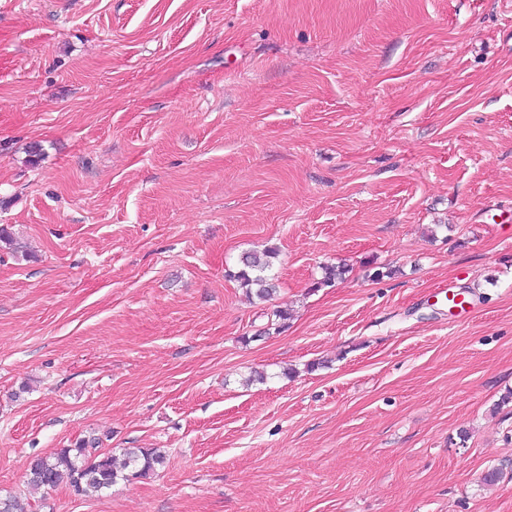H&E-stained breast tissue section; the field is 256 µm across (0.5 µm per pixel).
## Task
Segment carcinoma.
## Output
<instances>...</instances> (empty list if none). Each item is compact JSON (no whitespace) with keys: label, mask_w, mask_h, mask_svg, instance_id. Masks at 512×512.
Returning <instances> with one entry per match:
<instances>
[{"label":"carcinoma","mask_w":512,"mask_h":512,"mask_svg":"<svg viewBox=\"0 0 512 512\" xmlns=\"http://www.w3.org/2000/svg\"><path fill=\"white\" fill-rule=\"evenodd\" d=\"M276 249L247 252L240 259V268L233 278L246 293L261 301H269L277 293L276 277L271 273ZM324 275L316 287L331 286L345 274L343 266L326 265ZM96 442L81 440L72 448H62L52 456L39 457L30 462L27 482L34 488L55 487L64 482L79 496L100 493L118 479L143 477L165 462V454L158 448H136L126 452L121 467H116L110 455L91 451Z\"/></svg>","instance_id":"carcinoma-1"}]
</instances>
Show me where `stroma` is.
<instances>
[{
	"label": "stroma",
	"instance_id": "1",
	"mask_svg": "<svg viewBox=\"0 0 512 512\" xmlns=\"http://www.w3.org/2000/svg\"><path fill=\"white\" fill-rule=\"evenodd\" d=\"M0 226L25 512H512V0H0ZM277 255L275 248L262 252H247L240 259V268L233 273V278L246 293L254 295L260 301H269L277 293V279L271 273L272 259ZM95 440H81L73 448H61L53 456L39 457L30 462L27 482L34 488L68 484L75 495L87 496L109 489L118 479L143 477L165 462L158 448H136L126 452L120 469L112 455L96 454ZM128 470L129 473L124 474Z\"/></svg>",
	"mask_w": 512,
	"mask_h": 512
}]
</instances>
